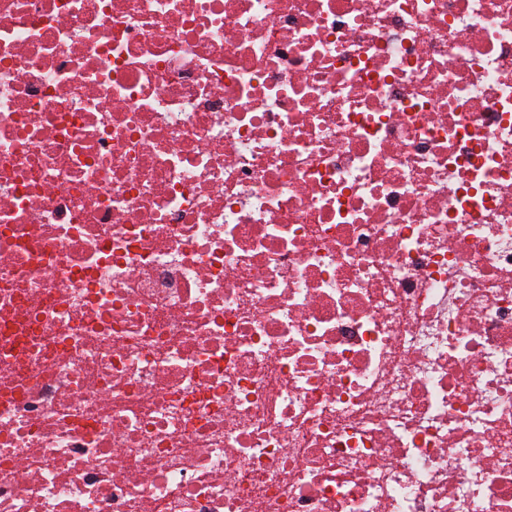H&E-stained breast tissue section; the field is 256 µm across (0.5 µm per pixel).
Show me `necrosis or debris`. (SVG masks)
Segmentation results:
<instances>
[{"label":"necrosis or debris","mask_w":512,"mask_h":512,"mask_svg":"<svg viewBox=\"0 0 512 512\" xmlns=\"http://www.w3.org/2000/svg\"><path fill=\"white\" fill-rule=\"evenodd\" d=\"M0 512H512V0H0Z\"/></svg>","instance_id":"4bbe7bcc"}]
</instances>
